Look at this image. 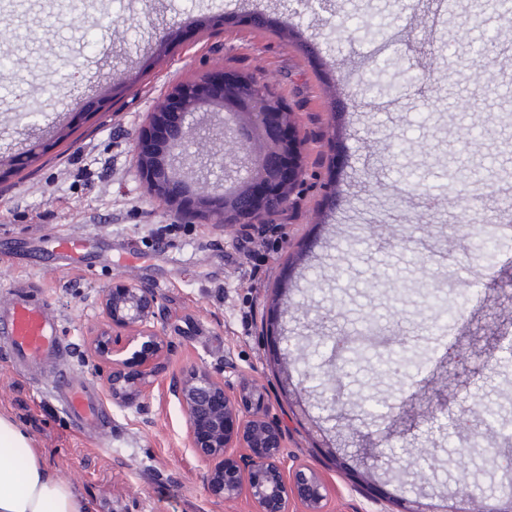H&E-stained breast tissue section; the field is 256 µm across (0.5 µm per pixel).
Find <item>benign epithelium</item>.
I'll use <instances>...</instances> for the list:
<instances>
[{"mask_svg":"<svg viewBox=\"0 0 512 512\" xmlns=\"http://www.w3.org/2000/svg\"><path fill=\"white\" fill-rule=\"evenodd\" d=\"M245 77L235 71L204 74L175 87L151 113L135 146V162L157 200L174 213L211 224H234L233 199L225 188L194 192L193 177L212 157L184 153L190 112H216L224 125V182L234 183V166L245 164L242 181L260 192L283 180L295 187L303 178L300 159L304 138L296 123L281 112L257 111L258 96L239 99L233 83ZM103 322L89 343L87 358L105 375L112 401L126 405L150 397V377L163 370L171 344L155 326L158 297L146 285L122 281L98 297ZM133 335L121 339V333ZM166 393L182 407L196 455L208 464L207 478L233 502L247 493L254 512H291L298 502L307 512H322L326 498L319 472L297 465L285 474L286 430L271 413L267 390L245 377L222 381L205 368L192 367L169 379Z\"/></svg>","mask_w":512,"mask_h":512,"instance_id":"obj_1","label":"benign epithelium"}]
</instances>
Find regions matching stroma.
Returning a JSON list of instances; mask_svg holds the SVG:
<instances>
[{
  "mask_svg": "<svg viewBox=\"0 0 512 512\" xmlns=\"http://www.w3.org/2000/svg\"><path fill=\"white\" fill-rule=\"evenodd\" d=\"M149 2L9 0L0 11V44L13 58L0 68V138L15 140L20 104L46 116L31 131L38 154L20 157L0 182V301L18 284L40 293L73 348V374L101 391L86 359L98 295L115 281L148 285L171 342L162 379L191 366L220 377L229 360L264 385L286 428V466L307 464L326 480L324 512H497L512 447L490 436L458 459L443 423L476 429L478 404L512 423V354L503 351L512 343V238L501 239L476 292L479 240L452 250L445 266L431 253L449 248L465 211L491 224L512 215V94L502 92L512 86V24L473 0H453L447 12L437 0H411L380 46L298 17L287 0H163L150 25ZM181 19L204 25L157 50L153 29ZM480 30L496 36L482 61L485 87L468 63ZM390 55L443 78L386 98L359 77L373 57ZM223 70L266 79L305 139V182L272 216L277 247L259 264L241 248L245 225L175 220L135 163L137 137L165 95ZM472 126L480 137L470 146L461 133ZM395 138L396 157L387 148ZM430 164L477 174L444 196L428 182L402 190L401 174ZM415 215L425 248L394 245ZM63 232L111 238L115 251L92 267L65 264L52 249ZM131 241L140 256L127 260L119 249ZM385 270L392 281L369 287ZM450 284L456 307L442 338L417 290ZM373 324L388 344L350 360L324 346ZM331 375L345 390L330 422ZM376 401L387 405L383 417L369 414ZM109 410L110 429H83L58 408L50 380L16 372L0 354V415L25 429L87 512H251L248 496L228 503L209 488L173 397Z\"/></svg>",
  "mask_w": 512,
  "mask_h": 512,
  "instance_id": "35a3bbf8",
  "label": "stroma"
}]
</instances>
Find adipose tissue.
Masks as SVG:
<instances>
[{
    "instance_id": "ef3b65f1",
    "label": "adipose tissue",
    "mask_w": 512,
    "mask_h": 512,
    "mask_svg": "<svg viewBox=\"0 0 512 512\" xmlns=\"http://www.w3.org/2000/svg\"><path fill=\"white\" fill-rule=\"evenodd\" d=\"M0 512H87L85 501L32 448L28 434L2 416Z\"/></svg>"
}]
</instances>
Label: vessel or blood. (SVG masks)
Returning a JSON list of instances; mask_svg holds the SVG:
<instances>
[{"label":"vessel or blood","instance_id":"obj_1","mask_svg":"<svg viewBox=\"0 0 512 512\" xmlns=\"http://www.w3.org/2000/svg\"><path fill=\"white\" fill-rule=\"evenodd\" d=\"M54 250L60 259L85 265L91 255L111 256L112 244L101 238L67 234L56 237ZM0 351L7 353L14 365L30 372L55 367L52 395L74 422L90 431L110 423L95 387L70 380V347L60 331L59 319L49 303L28 288L14 287L7 308L0 311Z\"/></svg>","mask_w":512,"mask_h":512}]
</instances>
